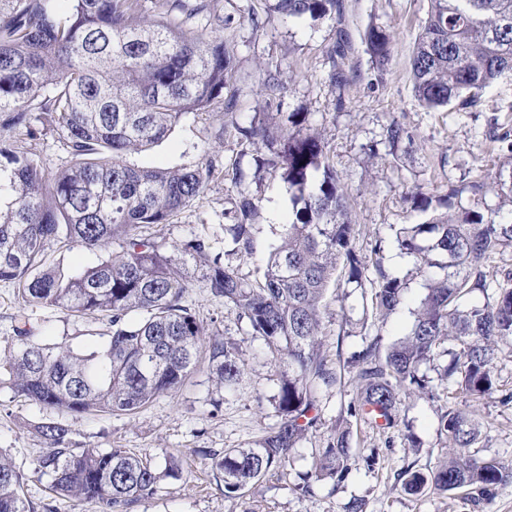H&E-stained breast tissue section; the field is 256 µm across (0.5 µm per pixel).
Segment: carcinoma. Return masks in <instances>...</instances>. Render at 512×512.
<instances>
[{
    "mask_svg": "<svg viewBox=\"0 0 512 512\" xmlns=\"http://www.w3.org/2000/svg\"><path fill=\"white\" fill-rule=\"evenodd\" d=\"M0 0V280L15 284L20 304L16 347L0 356V387L49 411L33 425L44 451L36 459L60 498L94 502L101 512H128L168 478L182 474L176 457L159 462L124 448H74L62 416L133 415L179 390L206 367L215 392H233L243 360L223 334L204 332L186 304L195 264L208 293L224 301L262 343L280 370L276 396L281 422L265 427L255 445L211 454L224 497L235 498L253 481L291 464L298 443L317 428L325 393L354 389L341 422L318 449L313 470L298 475L293 490L313 493V483H342L356 465L353 423L394 426L414 397H432L421 366L443 350L448 393L476 402L501 391L495 363L512 351V284L495 285L486 266L512 247V212L485 206L482 185L467 203L405 224L396 242L423 277L425 294L410 332L391 343L380 334L344 357L336 339V366L323 354L322 317L331 283L364 287L368 261L353 247L351 206L327 160L321 138L304 127L299 112L281 114L283 128H237L241 143H262L260 167L281 172L291 194V222L272 245L262 274L248 280L225 263L207 236L167 254L138 229L169 224L204 196L212 165L144 168L127 156L169 136L183 116L221 105L230 113L236 96L228 83L234 53L222 31L211 28L221 0H153L154 19L141 16L139 0ZM338 0H272L288 19L336 20ZM363 43L381 67L392 57L393 35L369 24ZM512 74V0H429L411 56L419 105L448 107L461 98L476 105L496 80ZM58 135L68 165L48 174L15 145L31 121ZM258 204L241 196L235 223L224 225L234 254L254 251ZM119 255L72 274L50 258L56 245ZM371 296L375 318L386 323L407 300L406 283L375 264ZM476 296L484 303L473 301ZM56 308L106 319L104 342L78 353L63 342L40 343L26 310ZM449 448L427 473H398L409 495L463 490L480 505L512 483V466L475 450L481 439L472 414L453 406L441 414ZM23 475L0 452V512H29Z\"/></svg>",
    "mask_w": 512,
    "mask_h": 512,
    "instance_id": "obj_1",
    "label": "carcinoma"
}]
</instances>
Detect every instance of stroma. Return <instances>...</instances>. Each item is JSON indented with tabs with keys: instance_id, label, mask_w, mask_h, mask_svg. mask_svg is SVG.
Returning a JSON list of instances; mask_svg holds the SVG:
<instances>
[{
	"instance_id": "obj_1",
	"label": "stroma",
	"mask_w": 512,
	"mask_h": 512,
	"mask_svg": "<svg viewBox=\"0 0 512 512\" xmlns=\"http://www.w3.org/2000/svg\"><path fill=\"white\" fill-rule=\"evenodd\" d=\"M223 4L224 38L235 57L230 87L237 94V106L232 115L188 113L163 141L130 157L131 163L142 167L210 164L214 177L205 195L173 223L142 227V237L169 251L192 236L206 235L216 251L227 250L223 227L233 221V200L242 194L257 198L254 253L229 258L244 278H257L271 244L291 218L288 186L279 174L259 167L257 158L264 145L241 146L235 132L223 134L219 128L231 118L246 126L253 121L274 123L283 112L304 113L306 128L321 135L329 163L353 207L356 251L366 257L377 255L385 270L404 279L408 288L406 304L384 326L360 293L346 297L341 288H330L323 319L325 356L335 362L337 348L348 353L357 350L366 336L379 334L388 342L404 337L424 295L422 278L395 243L403 225L423 219L414 209V195L426 193L433 208L442 212L449 191L482 181L490 207L512 210V202L499 195L494 183L496 172L512 168V148L490 134L496 125L512 130V75L498 79L477 106L433 112L416 101L410 67L428 0H341L336 25L283 19L270 10L267 0H223ZM372 23L394 36L392 59L383 68L372 62L362 41ZM337 67L348 76L341 88L330 80ZM394 122L406 131L395 144L387 138ZM16 145L34 153L50 173L69 162L65 146L51 132L33 141L18 136ZM232 167L242 171L241 184L225 180V169ZM187 301L206 329H219L225 340L238 344L245 370L236 391L225 394L220 407H213V387L206 373L200 372L179 391L159 397L138 414L102 413L70 420L77 448H126L158 459L169 453L182 457L181 477L166 479L155 496L139 501L131 512H347L355 499L363 501V512H512V483L499 487L491 502L476 506L462 492L410 496L396 481L409 466L424 473L433 469L448 448L439 423L447 404V383L441 373L449 361L442 353L421 367L431 382L433 398L411 400L402 408L397 427L354 425L353 446L359 457L375 455L373 467L352 470L336 488L325 482L309 496L294 492L297 473L310 467L315 449L322 446L353 396L349 389L332 390L326 395L318 428L300 441L288 470L266 474L241 497L225 498L204 454L253 446L262 428L279 423L274 401L279 375L268 364L260 342L246 335L235 313L213 299L201 279H193ZM30 323L40 340L66 342L83 352L101 345L98 333L105 328L96 314L78 317L49 308L33 309ZM457 404L472 411L481 425V455L512 462V402L495 394L477 402L461 397ZM45 415L39 405L0 388V451L24 474V499L33 504L34 512H98L92 503L51 499L49 476L35 472L43 444L31 425ZM407 431L417 442L410 452L401 443Z\"/></svg>"
}]
</instances>
